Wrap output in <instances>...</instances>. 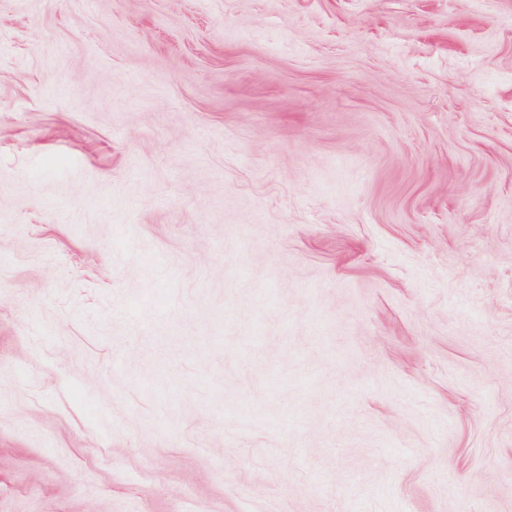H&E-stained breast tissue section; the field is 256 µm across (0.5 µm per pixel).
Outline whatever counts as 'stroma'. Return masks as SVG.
Listing matches in <instances>:
<instances>
[{
    "mask_svg": "<svg viewBox=\"0 0 512 512\" xmlns=\"http://www.w3.org/2000/svg\"><path fill=\"white\" fill-rule=\"evenodd\" d=\"M0 512H512V0H0Z\"/></svg>",
    "mask_w": 512,
    "mask_h": 512,
    "instance_id": "35a3bbf8",
    "label": "stroma"
}]
</instances>
